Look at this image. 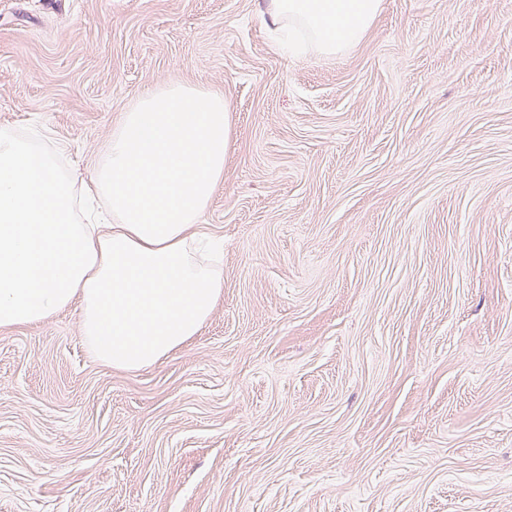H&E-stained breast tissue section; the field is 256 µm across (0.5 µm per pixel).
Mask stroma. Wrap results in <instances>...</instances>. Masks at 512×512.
I'll list each match as a JSON object with an SVG mask.
<instances>
[{"instance_id": "obj_1", "label": "stroma", "mask_w": 512, "mask_h": 512, "mask_svg": "<svg viewBox=\"0 0 512 512\" xmlns=\"http://www.w3.org/2000/svg\"><path fill=\"white\" fill-rule=\"evenodd\" d=\"M270 0H0V129L88 181L146 90L232 108L224 288L135 371L0 327V512H512V0H383L333 56Z\"/></svg>"}]
</instances>
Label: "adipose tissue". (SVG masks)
Listing matches in <instances>:
<instances>
[{
  "instance_id": "1",
  "label": "adipose tissue",
  "mask_w": 512,
  "mask_h": 512,
  "mask_svg": "<svg viewBox=\"0 0 512 512\" xmlns=\"http://www.w3.org/2000/svg\"><path fill=\"white\" fill-rule=\"evenodd\" d=\"M382 0H271L333 55L357 43ZM230 106L169 83L143 92L76 187L35 140L0 129V326L77 306L79 332L124 370L157 363L199 332L224 288L194 232L224 175Z\"/></svg>"
}]
</instances>
